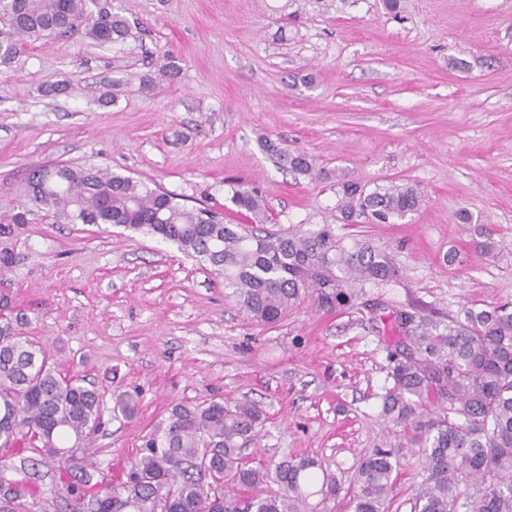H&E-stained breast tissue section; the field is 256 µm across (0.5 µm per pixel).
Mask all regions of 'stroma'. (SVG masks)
<instances>
[{
  "mask_svg": "<svg viewBox=\"0 0 512 512\" xmlns=\"http://www.w3.org/2000/svg\"><path fill=\"white\" fill-rule=\"evenodd\" d=\"M132 35L30 41L0 63V216L27 210L16 262L0 273L8 318L111 402L92 437L121 475L173 405L253 402L246 447L262 461L308 457L352 512L357 462L409 445L380 414L394 333L370 310L312 302L261 326L172 242L122 226L66 224L30 204L39 165L92 161L189 207L227 205L228 181L261 190L271 230L331 225L366 240L399 279L371 298L421 305L448 323L462 307L512 303V0H109ZM270 139L328 178L287 172ZM418 184L422 209L396 224H347L336 176ZM491 236L490 255L476 251Z\"/></svg>",
  "mask_w": 512,
  "mask_h": 512,
  "instance_id": "stroma-1",
  "label": "stroma"
}]
</instances>
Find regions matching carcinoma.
Here are the masks:
<instances>
[{
	"instance_id": "obj_1",
	"label": "carcinoma",
	"mask_w": 512,
	"mask_h": 512,
	"mask_svg": "<svg viewBox=\"0 0 512 512\" xmlns=\"http://www.w3.org/2000/svg\"><path fill=\"white\" fill-rule=\"evenodd\" d=\"M97 0H0V62L11 61L28 40H57L83 33L101 43L131 35L125 18ZM261 149L292 172L323 178L313 159L264 140ZM338 209L344 221L390 223L418 212L425 202L417 184L390 183L368 191L341 182ZM230 202L252 224L224 223V213L188 208L170 194L93 163L37 166L27 179L31 202L68 224H119L174 242L211 274L224 279L241 306L261 325L279 322L309 298L322 311L352 309L369 288L397 280L390 254L368 242L346 248L325 225L305 235L271 232L268 205L257 188L230 185ZM19 211L0 219V271L13 267V225ZM391 331L405 334L410 349L388 354L392 386L382 414L412 428L421 448L423 479L418 512H512V311L507 305L467 308L463 319L442 325L409 305L388 313ZM113 414L132 416L134 403L114 395ZM100 393L78 376L56 369L47 348L0 321V476L18 479L0 493V512H315L339 494L336 480L316 481L310 458L285 457L249 465L243 450L264 419L245 402L177 404L165 427L115 483L97 463L58 452L99 429L106 411ZM397 454L376 448L354 473L353 512H390L396 496ZM48 471L43 472L41 468Z\"/></svg>"
}]
</instances>
